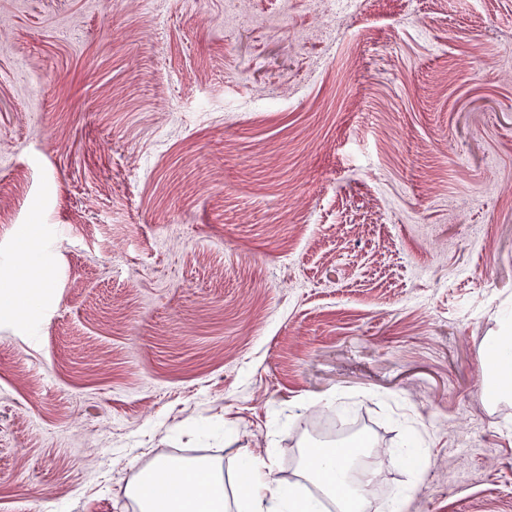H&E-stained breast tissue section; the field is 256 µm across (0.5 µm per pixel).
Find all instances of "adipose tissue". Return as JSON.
I'll use <instances>...</instances> for the list:
<instances>
[{
  "mask_svg": "<svg viewBox=\"0 0 512 512\" xmlns=\"http://www.w3.org/2000/svg\"><path fill=\"white\" fill-rule=\"evenodd\" d=\"M43 266L33 258L15 272L17 281L38 280L37 291L19 292L15 288L0 290V301L26 311L43 305L51 291L49 279H36ZM482 360L495 382L494 399H512V331L503 330L485 345ZM298 476L313 482L315 493L302 495L297 487H284L268 480L267 464L258 457L248 458L236 468L234 479L241 497L228 500L224 491L221 464L205 459L172 461L155 459L148 470L139 474L127 487V494L139 505V512H326V500L336 483H351L350 499L338 505L337 512H371L370 486L373 470H358L351 452L330 446L311 448L303 456Z\"/></svg>",
  "mask_w": 512,
  "mask_h": 512,
  "instance_id": "ef3b65f1",
  "label": "adipose tissue"
}]
</instances>
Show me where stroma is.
Listing matches in <instances>:
<instances>
[{"label":"stroma","instance_id":"stroma-1","mask_svg":"<svg viewBox=\"0 0 512 512\" xmlns=\"http://www.w3.org/2000/svg\"><path fill=\"white\" fill-rule=\"evenodd\" d=\"M29 224L0 512H138L133 454L286 486L339 422L376 504L512 512V0H0V264ZM37 283L41 288L37 291H30L28 293H20L19 288H3L0 290L1 308L4 302V308L13 305L17 310L26 311L32 307L38 308L44 304L46 296L51 292V283L48 278H39ZM510 319L503 325L500 336H493L485 345L482 360L495 381L492 397L496 400H511L512 397V336Z\"/></svg>","mask_w":512,"mask_h":512}]
</instances>
